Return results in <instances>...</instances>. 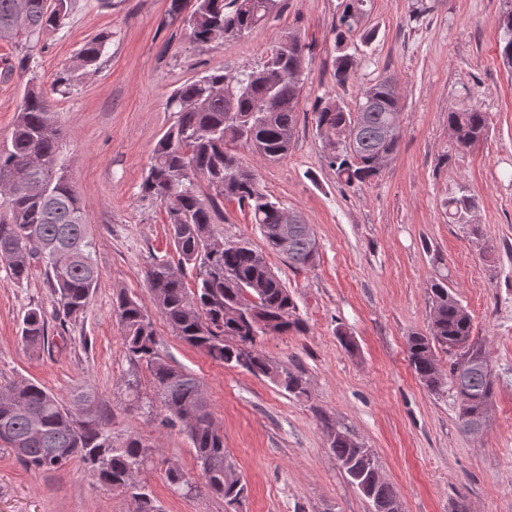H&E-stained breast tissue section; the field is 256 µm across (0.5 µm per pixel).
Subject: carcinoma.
I'll list each match as a JSON object with an SVG mask.
<instances>
[{"label":"carcinoma","instance_id":"carcinoma-1","mask_svg":"<svg viewBox=\"0 0 512 512\" xmlns=\"http://www.w3.org/2000/svg\"><path fill=\"white\" fill-rule=\"evenodd\" d=\"M367 0H344L333 31L336 50L333 78L338 85L351 79L357 65L353 37L368 44L373 34L362 30ZM277 0H169L168 15L189 32L190 40L207 46L219 39L240 38L263 26ZM71 11V0H0V41H13L24 52L0 72L6 81L25 80L18 119L10 142L0 146V263L13 282L28 280L34 263L44 268L53 297L52 310L36 306L21 323L20 338L32 354L49 345V325L65 333L70 321L84 314L99 281L94 242L85 205L66 175L62 132L50 105L32 75L30 60L45 33L56 30ZM498 55L512 68V8L498 20ZM111 35L87 41L77 57L79 67L92 71ZM308 46L281 52L271 49L262 66L233 74L213 71L188 81L171 94L168 109L176 121L153 150L140 184L142 196L166 206L169 237L177 265L158 259L145 278L154 309L174 335L212 361L240 367L270 379L280 390L309 397L306 380L286 366L270 362L260 347L265 336L304 331L295 316L288 287L267 263L263 252L245 240H219L214 224L221 219L219 201L235 200L258 225L266 250L281 255L297 269L312 268L319 256L311 225L264 192L257 175L228 143L239 142L253 155L277 161L288 155L298 122ZM402 106L399 96L381 79L360 89L353 106L323 101L314 109L318 136L332 146L328 165L347 187L372 181L398 152ZM488 113L477 105L448 111V130L459 149L484 141ZM205 181L207 191L200 190ZM448 223L475 235V195L465 188L444 203ZM288 242V250L280 241ZM196 271L195 288L188 289L179 271ZM428 332L407 339L409 361L417 376L434 393L450 388L458 401V421H487L498 376L483 346L473 338V322L461 300L448 290L447 276L431 280ZM112 310L121 329L130 362L144 366L160 403V424L179 429L189 438L202 485L195 493L220 497L229 505L247 493L243 479L224 459V435L215 423L201 381L173 365L159 349L149 309L119 291ZM448 353V374L438 367L436 351ZM111 415L91 389H78L64 402L37 382L0 387V445L33 471L58 469L81 462L97 482L139 500L138 512H160L144 483L128 481L131 470L154 463L155 450L132 432L121 443L112 440ZM329 448L350 479L361 487L378 468L336 421L322 417ZM168 485L189 484L184 470L168 466ZM373 512H401L393 489L384 481L367 495Z\"/></svg>","mask_w":512,"mask_h":512}]
</instances>
